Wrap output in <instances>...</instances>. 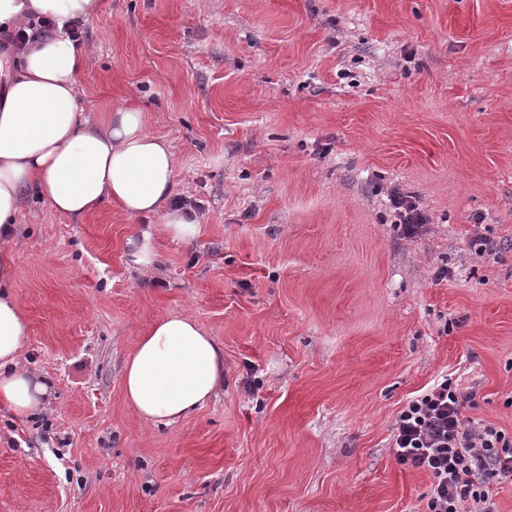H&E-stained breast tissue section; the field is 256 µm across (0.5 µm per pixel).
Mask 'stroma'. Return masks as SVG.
<instances>
[{
    "label": "stroma",
    "mask_w": 512,
    "mask_h": 512,
    "mask_svg": "<svg viewBox=\"0 0 512 512\" xmlns=\"http://www.w3.org/2000/svg\"><path fill=\"white\" fill-rule=\"evenodd\" d=\"M82 41L86 114L136 96L200 234L148 272L147 218L22 213L20 363L51 398L0 404V512H425L392 427L444 375L512 436V0H100ZM163 313L220 344L224 388L145 424L122 369ZM389 204L394 213V222L404 238L415 240L427 231L429 218L412 197L393 190L389 195Z\"/></svg>",
    "instance_id": "stroma-1"
}]
</instances>
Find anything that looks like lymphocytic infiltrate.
<instances>
[{"instance_id":"lymphocytic-infiltrate-1","label":"lymphocytic infiltrate","mask_w":512,"mask_h":512,"mask_svg":"<svg viewBox=\"0 0 512 512\" xmlns=\"http://www.w3.org/2000/svg\"><path fill=\"white\" fill-rule=\"evenodd\" d=\"M389 204L404 238H420L428 216L416 201L392 191ZM472 395L458 380L441 377L411 397L392 428L398 463L428 473L427 512H493L491 479L512 478V438L490 425L466 420Z\"/></svg>"}]
</instances>
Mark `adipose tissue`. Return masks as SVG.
Masks as SVG:
<instances>
[{
	"mask_svg": "<svg viewBox=\"0 0 512 512\" xmlns=\"http://www.w3.org/2000/svg\"><path fill=\"white\" fill-rule=\"evenodd\" d=\"M99 8L100 0H0V31L33 18L54 24L0 76V239L14 235L29 193L74 218L107 202L155 218V226L127 241L133 262L149 268L158 234L190 241L200 227L169 206L174 154L167 140L148 132L146 112L120 105L93 123L78 108L82 52L66 29ZM15 267L12 250L1 248L0 403L24 418L44 409L50 388L20 364L28 321L11 293ZM223 386V349L186 314L158 317L123 368V397L147 423L177 422Z\"/></svg>",
	"mask_w": 512,
	"mask_h": 512,
	"instance_id": "obj_1",
	"label": "adipose tissue"
}]
</instances>
